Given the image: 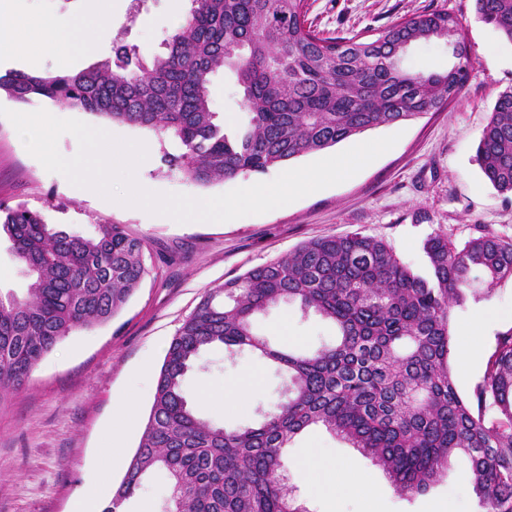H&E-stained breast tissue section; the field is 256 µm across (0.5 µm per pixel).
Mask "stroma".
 I'll list each match as a JSON object with an SVG mask.
<instances>
[{
  "label": "stroma",
  "mask_w": 512,
  "mask_h": 512,
  "mask_svg": "<svg viewBox=\"0 0 512 512\" xmlns=\"http://www.w3.org/2000/svg\"><path fill=\"white\" fill-rule=\"evenodd\" d=\"M308 18L326 37L375 33L401 17L432 9L455 13L474 62L459 98L439 112L397 125L381 126L335 145L342 152L360 143L398 135L396 145L347 181L303 197L273 211L222 224L178 223L171 218L103 198L83 197L65 176L47 171L30 155L13 124L0 116V202L41 212L49 223L70 233L89 235L97 224L125 225L145 247L147 273L124 308L108 323L76 331L60 341L33 371L28 384L0 404V512H73L84 498L111 496L130 456L138 446L154 399L157 373L168 344L183 319L211 287L285 256L310 239L360 231L390 243L416 273L426 274L424 239L442 233L463 244L478 230L512 239V199L487 181L475 161L483 127L497 94L512 86V43L478 19L472 0H308ZM107 7L112 23L98 33L96 51L83 55L72 46L61 63L48 54L34 18L84 16ZM187 0H18L15 19L30 57L0 61V72L21 70L64 74L78 72L111 57L113 47L136 46L143 58L163 49L179 26ZM210 100L227 133L247 121L236 78L218 71ZM39 109L78 118L116 137L143 141L147 162L137 178L152 191L207 198L241 187L268 182L279 168L262 174L201 186L161 168L163 152H177L173 139L154 132L113 124L86 113L33 100ZM500 318L485 327L477 356L467 355L466 330L485 307ZM255 328L277 344L313 346L332 340L333 324L317 315H303L299 304H282L260 315ZM512 328V281L493 287L489 295H468L453 316L450 363L456 389L470 397L482 377L498 332ZM253 375L246 399L225 400L227 387ZM279 381L269 365L252 355L224 359V351L204 353L185 381V392L197 412L232 426L253 417L258 405L277 398ZM137 397V408L121 440L112 426L117 402ZM306 448L320 449L338 469L367 480L371 495L349 492L327 501L308 494L298 482ZM288 482L309 512H482L469 475L467 457L448 461L443 478L423 495L399 496L370 459L321 429L295 438L285 454ZM171 497L167 474L157 470L124 512H164Z\"/></svg>",
  "instance_id": "1"
}]
</instances>
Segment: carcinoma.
Returning a JSON list of instances; mask_svg holds the SVG:
<instances>
[{
	"label": "carcinoma",
	"mask_w": 512,
	"mask_h": 512,
	"mask_svg": "<svg viewBox=\"0 0 512 512\" xmlns=\"http://www.w3.org/2000/svg\"><path fill=\"white\" fill-rule=\"evenodd\" d=\"M477 16L512 43V0H474ZM449 11L406 16L376 37H321L305 0H191L165 52L144 62L134 46L71 74L10 70L0 93L168 135L181 148L161 162L202 186L264 173L383 125L438 112L473 67ZM442 41L448 68L412 70L407 50ZM236 76L249 114L235 136L210 106L213 74ZM485 178L512 196V86L501 91L476 151ZM0 230L28 270L26 296H0V403L60 341L103 325L147 273L143 242L121 224L89 236L58 231L42 213L0 205ZM428 275L394 247L354 232L302 243L288 255L207 289L170 340L138 447L102 512H123L145 476L163 469L168 512H308L284 474L283 451L323 426L370 457L401 494H422L464 453L485 512H512V328L497 334L473 400L452 374V311L464 288L512 280V240L482 232L461 245L423 242ZM297 302L334 324L317 347L277 346L256 318ZM244 352L283 378L260 421L226 426L198 416L184 382L200 355Z\"/></svg>",
	"instance_id": "1"
}]
</instances>
